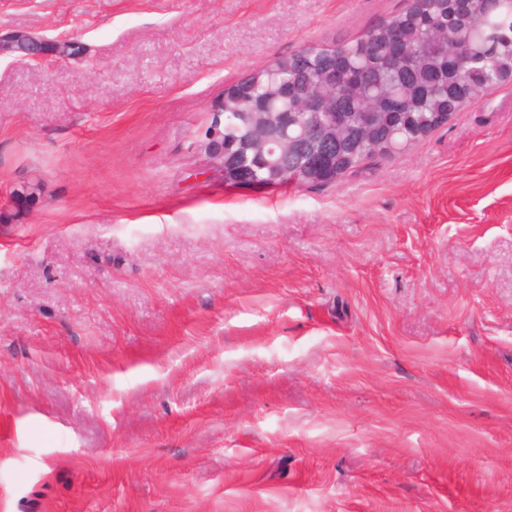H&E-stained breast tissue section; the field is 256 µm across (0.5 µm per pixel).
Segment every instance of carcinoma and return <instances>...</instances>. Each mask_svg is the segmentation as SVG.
I'll use <instances>...</instances> for the list:
<instances>
[{
  "mask_svg": "<svg viewBox=\"0 0 512 512\" xmlns=\"http://www.w3.org/2000/svg\"><path fill=\"white\" fill-rule=\"evenodd\" d=\"M454 32L455 53H448L444 33ZM404 31L411 54L393 59L388 38ZM512 57V0H410L407 7L364 35L331 46H311L273 64L280 78L295 74L288 87V102L279 98L280 87L269 80V69L251 71L224 89V152H239L246 129L240 113L251 111L259 101L273 112H303L295 101L319 90V75L328 69L346 77L370 72L376 79L402 84L408 95L390 106L371 143L356 150L336 152V172L351 174L374 156L372 144L398 139L410 146L439 126L441 118L461 106L463 94L476 97L495 82L501 66ZM339 104L336 121L355 128L362 123L360 103L336 89Z\"/></svg>",
  "mask_w": 512,
  "mask_h": 512,
  "instance_id": "obj_1",
  "label": "carcinoma"
}]
</instances>
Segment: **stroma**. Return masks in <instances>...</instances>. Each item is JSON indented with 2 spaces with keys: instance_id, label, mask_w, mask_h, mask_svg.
I'll return each mask as SVG.
<instances>
[{
  "instance_id": "35a3bbf8",
  "label": "stroma",
  "mask_w": 512,
  "mask_h": 512,
  "mask_svg": "<svg viewBox=\"0 0 512 512\" xmlns=\"http://www.w3.org/2000/svg\"><path fill=\"white\" fill-rule=\"evenodd\" d=\"M405 3L0 0L84 48L0 58V512H512V84L326 186L205 152Z\"/></svg>"
}]
</instances>
